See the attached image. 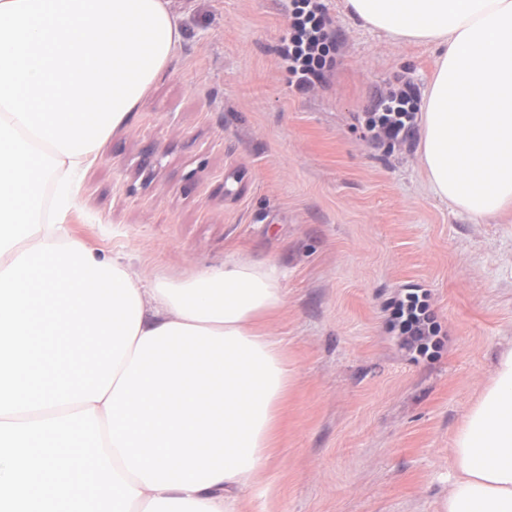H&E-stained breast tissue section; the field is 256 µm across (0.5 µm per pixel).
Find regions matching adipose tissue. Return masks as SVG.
<instances>
[{"label":"adipose tissue","mask_w":512,"mask_h":512,"mask_svg":"<svg viewBox=\"0 0 512 512\" xmlns=\"http://www.w3.org/2000/svg\"><path fill=\"white\" fill-rule=\"evenodd\" d=\"M355 20L432 45L420 155L433 193L479 221L512 207V0H344ZM184 39L169 0H0V272L61 244L79 175ZM137 335L95 405L130 512H240L292 374L266 330L286 304L272 261L186 277L131 273ZM443 512H512V347L466 410Z\"/></svg>","instance_id":"obj_1"}]
</instances>
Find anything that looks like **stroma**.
I'll list each match as a JSON object with an SVG mask.
<instances>
[{"label":"stroma","instance_id":"stroma-1","mask_svg":"<svg viewBox=\"0 0 512 512\" xmlns=\"http://www.w3.org/2000/svg\"><path fill=\"white\" fill-rule=\"evenodd\" d=\"M319 3L331 63L301 90L280 54L289 0H170L184 40L101 144L66 228L137 273L281 267L267 329L292 382L242 512H440L454 435L512 341V213L454 212L418 136L367 130L380 96L421 100L433 49ZM412 288L439 329L424 355L392 329Z\"/></svg>","mask_w":512,"mask_h":512}]
</instances>
